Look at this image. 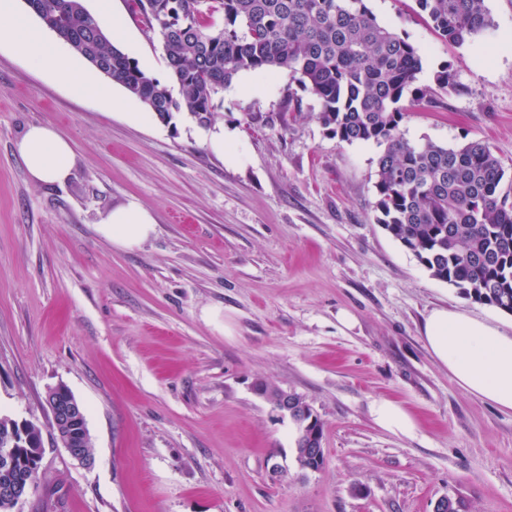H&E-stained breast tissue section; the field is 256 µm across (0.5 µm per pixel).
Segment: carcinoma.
<instances>
[{"label":"carcinoma","mask_w":512,"mask_h":512,"mask_svg":"<svg viewBox=\"0 0 512 512\" xmlns=\"http://www.w3.org/2000/svg\"><path fill=\"white\" fill-rule=\"evenodd\" d=\"M147 34L162 41L169 81L143 71L115 45L84 0H26L58 39L159 121L186 113L199 125L214 118V98L242 72L284 69L321 104L318 118L341 142L382 148L375 183L377 223L412 251L430 275L477 302L512 312V185L488 144L458 148L411 143L399 134L400 101L436 102L457 91L450 67L435 86H415L418 49L381 24L366 0H131ZM436 34L462 45L494 36L484 0H415ZM26 461L43 455L31 425Z\"/></svg>","instance_id":"cac0c4a2"}]
</instances>
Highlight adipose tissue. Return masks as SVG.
<instances>
[{
	"label": "adipose tissue",
	"mask_w": 512,
	"mask_h": 512,
	"mask_svg": "<svg viewBox=\"0 0 512 512\" xmlns=\"http://www.w3.org/2000/svg\"><path fill=\"white\" fill-rule=\"evenodd\" d=\"M11 46L39 69L64 76L72 91L110 101L111 96L81 66L66 56L19 13L16 0H0V45ZM15 150L34 182L59 183L70 174L73 148L52 125L28 127ZM152 213L132 201L109 212L98 233L121 250L141 246L155 234ZM422 336L432 355L452 374L459 387L499 409L512 411V335L461 311L433 309Z\"/></svg>",
	"instance_id": "adipose-tissue-1"
}]
</instances>
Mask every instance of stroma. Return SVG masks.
I'll list each match as a JSON object with an SVG mask.
<instances>
[{"mask_svg":"<svg viewBox=\"0 0 512 512\" xmlns=\"http://www.w3.org/2000/svg\"><path fill=\"white\" fill-rule=\"evenodd\" d=\"M129 3L112 0L121 48L168 79L159 37ZM485 5L497 38L456 46L415 0H368L418 47L419 84L446 63L458 84L436 106L403 99L404 136L481 140L509 165L512 0ZM108 89L121 108L0 47V414L46 437L18 512H433L443 496L512 512V413L463 393L421 334L436 307L506 331L512 313L434 279L377 223L380 147L329 135L286 70L240 73L207 128L183 113L133 122L141 104ZM46 122L73 145L62 183H34L15 151ZM219 129L232 158L206 144ZM132 200L157 231L120 250L96 226ZM259 379L314 409L320 471L297 468L293 425L254 393ZM58 385L86 409L91 467L50 438L45 394ZM381 398L417 429L379 427Z\"/></svg>","mask_w":512,"mask_h":512,"instance_id":"obj_1","label":"stroma"}]
</instances>
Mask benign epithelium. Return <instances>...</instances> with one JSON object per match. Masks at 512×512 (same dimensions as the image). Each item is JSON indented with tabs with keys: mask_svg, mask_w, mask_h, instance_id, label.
Segmentation results:
<instances>
[{
	"mask_svg": "<svg viewBox=\"0 0 512 512\" xmlns=\"http://www.w3.org/2000/svg\"><path fill=\"white\" fill-rule=\"evenodd\" d=\"M252 389L256 395L272 404L282 416L303 425L295 445V463L303 471H319L324 462V449L319 427L316 426L317 414L313 408L294 393L273 385L256 381ZM45 401L58 434V442L78 463L86 467L92 466L94 458L89 450L90 435L82 402L63 386L49 389ZM27 425L28 421L22 420L18 423V428L0 437V460L6 463L3 479L0 480V500L16 506L25 500L36 484L30 473L20 476L12 472L15 448L27 445L30 441Z\"/></svg>",
	"mask_w": 512,
	"mask_h": 512,
	"instance_id": "7a95c632",
	"label": "benign epithelium"
}]
</instances>
